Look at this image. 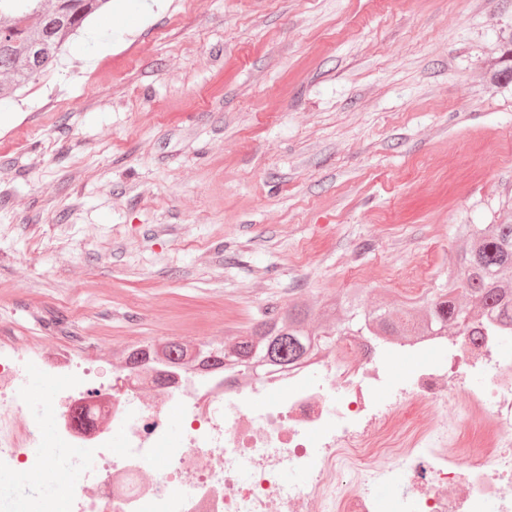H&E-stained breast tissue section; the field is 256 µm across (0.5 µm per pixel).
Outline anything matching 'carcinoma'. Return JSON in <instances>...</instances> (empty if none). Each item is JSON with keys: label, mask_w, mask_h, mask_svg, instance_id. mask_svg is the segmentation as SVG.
<instances>
[{"label": "carcinoma", "mask_w": 512, "mask_h": 512, "mask_svg": "<svg viewBox=\"0 0 512 512\" xmlns=\"http://www.w3.org/2000/svg\"><path fill=\"white\" fill-rule=\"evenodd\" d=\"M108 0H0V74L7 83L0 86V99L11 97L37 75L56 65L72 36ZM494 78L512 83V35L505 42ZM461 253L451 264L448 282L422 314L414 316V303L400 308L359 311V291L326 305L331 313L349 314L341 336H372L391 342L408 336H444L470 322L486 319L512 333V223L460 224ZM312 309L296 299L285 310L273 309L236 342L237 353L206 351L213 366L228 373L250 376L246 359L252 352L262 355L267 369L296 366L315 359L326 349L327 334L310 328ZM170 369L190 366L188 346L177 340L154 344L147 349L127 351L125 365L135 366L148 359Z\"/></svg>", "instance_id": "cac0c4a2"}]
</instances>
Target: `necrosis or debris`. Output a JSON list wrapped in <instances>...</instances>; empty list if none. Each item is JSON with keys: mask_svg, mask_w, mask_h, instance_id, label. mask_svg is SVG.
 Instances as JSON below:
<instances>
[{"mask_svg": "<svg viewBox=\"0 0 512 512\" xmlns=\"http://www.w3.org/2000/svg\"><path fill=\"white\" fill-rule=\"evenodd\" d=\"M393 357L413 369L393 374ZM40 365L56 390L18 419L27 357L0 349V470L25 475L51 432L96 476L29 512H512V340L486 322L386 349L348 337L259 385L205 365L160 383L127 367L118 393L67 354ZM173 400L177 438L165 413ZM450 404L458 423L440 414ZM475 416L482 427L470 437L460 423ZM297 469L306 483L287 481ZM380 486L388 498L376 497Z\"/></svg>", "mask_w": 512, "mask_h": 512, "instance_id": "obj_1", "label": "necrosis or debris"}]
</instances>
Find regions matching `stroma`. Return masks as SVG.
Instances as JSON below:
<instances>
[{"instance_id":"obj_1","label":"stroma","mask_w":512,"mask_h":512,"mask_svg":"<svg viewBox=\"0 0 512 512\" xmlns=\"http://www.w3.org/2000/svg\"><path fill=\"white\" fill-rule=\"evenodd\" d=\"M109 0L0 107V342L227 344L431 296L512 220V0Z\"/></svg>"}]
</instances>
